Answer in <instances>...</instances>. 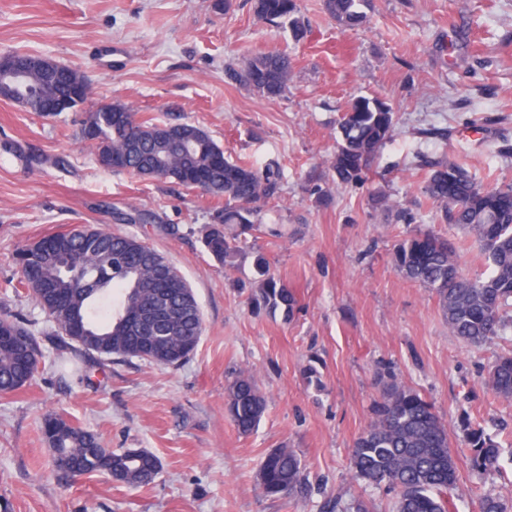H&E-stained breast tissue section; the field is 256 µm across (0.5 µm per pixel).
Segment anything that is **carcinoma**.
<instances>
[{"label": "carcinoma", "instance_id": "carcinoma-1", "mask_svg": "<svg viewBox=\"0 0 512 512\" xmlns=\"http://www.w3.org/2000/svg\"><path fill=\"white\" fill-rule=\"evenodd\" d=\"M366 2L326 0V9L340 24L357 27L366 20ZM255 12L262 21L288 23L294 41L303 38L296 0H255ZM14 56L29 66V77L14 92L0 87L1 99H26L33 105L41 92L50 91L62 111H77L78 90L88 82L87 75L61 64L46 83L37 69L41 57L17 52ZM290 75L288 54L271 51L250 57L232 78L274 99L286 91ZM394 124L395 112L385 101L366 96L348 100L332 161L337 184L364 181L365 170L391 138ZM81 135L108 170L172 181L224 199L201 238L207 253L222 266H234L243 236L260 229L256 203L278 191L279 169L231 159L204 128L192 123L162 122L111 103L86 113ZM425 190L442 221L476 236L490 273L484 278L467 276L456 249L432 233L400 242L395 266L406 279L435 294L452 335L471 346H483L512 328V184H479L463 160L452 158L431 165ZM164 259L134 235L81 225L19 251L18 287L53 319L60 350L77 346L86 353L177 367L198 345L202 316L190 284ZM252 265L255 305L280 310L286 317L293 313L295 294L270 272L263 252H252ZM40 355L31 325L1 313L0 394L30 384ZM486 384L496 396L512 399V354L495 357ZM225 405L238 432L248 435L265 413L266 398L250 375L239 373L226 387ZM373 414L352 449L355 478L393 492L394 512H447L457 468L448 430L435 406L392 381L383 385ZM43 433L55 453L56 467L68 476L104 471L125 485L146 486L160 470L152 453L138 448L108 451L97 434L57 415L44 419ZM467 438L476 467L496 468L500 443L477 423L467 425ZM258 478L269 497L295 491L304 480L301 460L291 448H275L264 456ZM325 509L371 512L364 501L347 502L339 495L327 501Z\"/></svg>", "mask_w": 512, "mask_h": 512}]
</instances>
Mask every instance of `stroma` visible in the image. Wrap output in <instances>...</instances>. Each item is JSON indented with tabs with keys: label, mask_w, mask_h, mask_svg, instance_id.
I'll return each mask as SVG.
<instances>
[{
	"label": "stroma",
	"mask_w": 512,
	"mask_h": 512,
	"mask_svg": "<svg viewBox=\"0 0 512 512\" xmlns=\"http://www.w3.org/2000/svg\"><path fill=\"white\" fill-rule=\"evenodd\" d=\"M0 0V54L23 52L82 70V109L46 117L0 99V311L30 320L42 358L33 381L0 396V512H323L327 499L361 498L391 512L393 497L359 484L351 450L388 377L432 402L457 464L453 512H480L484 496L512 510V447L497 469L472 464L466 417L488 433L512 430V401L483 383L497 339L474 348L448 331L435 295L404 279L394 251L432 232L459 246L469 276H485L474 234L443 223L425 192L432 163L468 161L480 183H512V0H369L355 29L325 0H297L306 27L256 18L254 0ZM287 51L288 91L267 99L230 76L259 52ZM376 96L396 115L369 180L341 187L331 160L351 95ZM121 101L166 122L203 127L232 159L279 168L277 194L258 220L277 228L249 239L297 298L295 314L256 309L251 258L225 268L204 249L213 197L101 167L81 138L85 113ZM48 156L28 169L20 151ZM320 187L323 198L311 195ZM402 204L409 220L379 204ZM136 206L147 222L116 210ZM90 224L137 236L192 287L203 315L188 360L165 367L137 358H60L54 325L14 287L13 255L42 237ZM248 372L267 398L256 430L240 435L227 384ZM58 414L97 433L106 448H140L161 470L145 487L104 472L62 475L42 431ZM294 449L306 479L265 496L259 465Z\"/></svg>",
	"instance_id": "35a3bbf8"
}]
</instances>
